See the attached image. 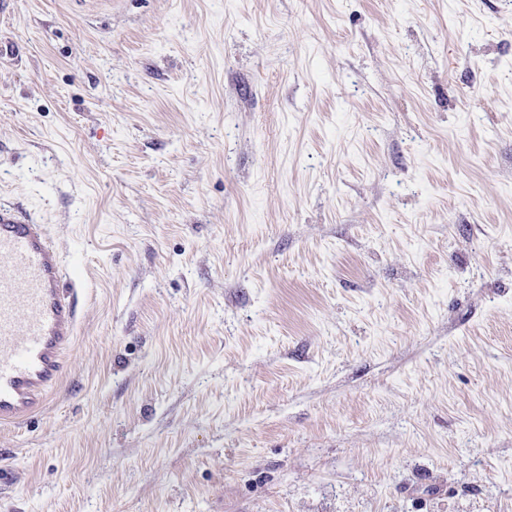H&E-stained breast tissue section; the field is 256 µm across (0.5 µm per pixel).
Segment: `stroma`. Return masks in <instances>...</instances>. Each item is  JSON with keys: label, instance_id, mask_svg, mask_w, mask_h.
<instances>
[{"label": "stroma", "instance_id": "stroma-1", "mask_svg": "<svg viewBox=\"0 0 512 512\" xmlns=\"http://www.w3.org/2000/svg\"><path fill=\"white\" fill-rule=\"evenodd\" d=\"M0 199L81 290L0 512H512V0H0Z\"/></svg>", "mask_w": 512, "mask_h": 512}]
</instances>
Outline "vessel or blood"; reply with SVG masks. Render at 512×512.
Wrapping results in <instances>:
<instances>
[{
    "instance_id": "1",
    "label": "vessel or blood",
    "mask_w": 512,
    "mask_h": 512,
    "mask_svg": "<svg viewBox=\"0 0 512 512\" xmlns=\"http://www.w3.org/2000/svg\"><path fill=\"white\" fill-rule=\"evenodd\" d=\"M78 323V288L46 228L0 202V424L33 414L58 385Z\"/></svg>"
}]
</instances>
